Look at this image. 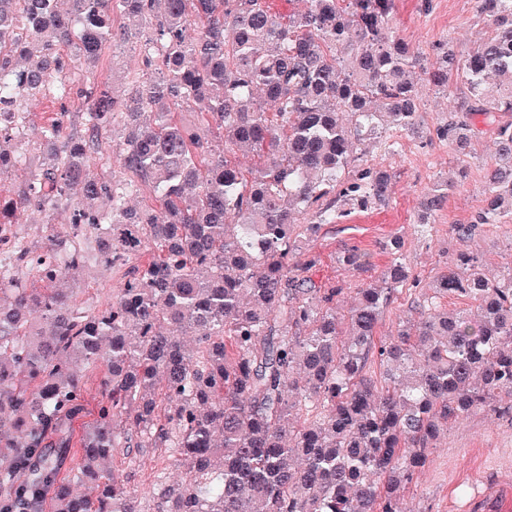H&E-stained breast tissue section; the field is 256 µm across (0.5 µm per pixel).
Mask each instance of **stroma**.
I'll return each instance as SVG.
<instances>
[{"label": "stroma", "instance_id": "obj_1", "mask_svg": "<svg viewBox=\"0 0 512 512\" xmlns=\"http://www.w3.org/2000/svg\"><path fill=\"white\" fill-rule=\"evenodd\" d=\"M392 23L411 49L422 51L448 36L462 52L485 33L476 0H396ZM420 95V133L401 135L397 154L384 160L392 175L388 205L352 211L338 223L322 226L316 237L302 241L304 252L320 258L310 271L316 283L351 288L380 278L391 261L386 243L395 237L402 240V254L417 285L401 289L385 308L378 325L382 338L400 319L412 315L414 299L427 291L458 252L475 255L492 279L512 268L511 218L503 224L479 226L475 236L465 241L449 231L450 225L470 220L483 204L485 164L493 155L490 134L473 139L472 157L467 165H460L452 146L435 135L446 116V100L425 89ZM443 178L450 185L448 199L428 234H420L419 203ZM347 247L364 254L363 267L353 270L338 262L339 253ZM404 498L416 512H512V420L476 413L449 424L446 437L407 486Z\"/></svg>", "mask_w": 512, "mask_h": 512}]
</instances>
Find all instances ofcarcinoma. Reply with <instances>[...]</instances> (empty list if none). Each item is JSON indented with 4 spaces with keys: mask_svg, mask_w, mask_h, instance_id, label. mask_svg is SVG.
<instances>
[{
    "mask_svg": "<svg viewBox=\"0 0 512 512\" xmlns=\"http://www.w3.org/2000/svg\"><path fill=\"white\" fill-rule=\"evenodd\" d=\"M308 2L281 14L270 0H0V177L28 170L0 197V224L70 200L0 277V512L42 490L50 512H411L400 490L448 423L512 417V272L491 280L460 254L377 341L409 281L401 240L384 277L354 289L345 332L344 288L307 276L318 258L299 245L347 205L389 203L391 174L368 155L396 154V134L421 125L416 69L448 97L436 134L457 161L471 116L490 120L489 204L455 235L512 216V121L497 120L512 114V0H477L486 38L465 54L443 38L429 68L392 26L395 0ZM116 13L143 28L154 75L127 73L121 94L107 76L72 87L74 68L95 73L129 39ZM73 95L83 111L61 108L37 140L7 132L30 123L29 103ZM117 126L119 171L96 174ZM144 185L152 202L132 203ZM447 198L440 181L421 206ZM133 258L100 307L66 286ZM448 295L471 308L442 307ZM372 355L382 383L365 372ZM100 363L97 417L77 434L75 366ZM76 447L85 492L59 477ZM150 451L163 466L143 497L104 481L116 455L134 467Z\"/></svg>",
    "mask_w": 512,
    "mask_h": 512,
    "instance_id": "cac0c4a2",
    "label": "carcinoma"
}]
</instances>
